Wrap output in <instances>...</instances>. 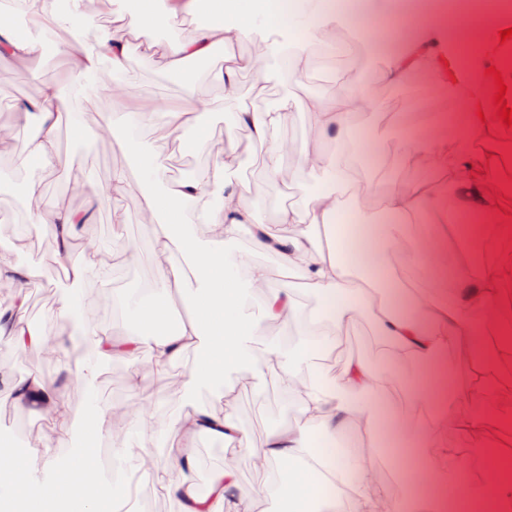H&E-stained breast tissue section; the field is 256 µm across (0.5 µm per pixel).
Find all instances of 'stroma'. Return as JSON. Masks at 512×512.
<instances>
[{"mask_svg":"<svg viewBox=\"0 0 512 512\" xmlns=\"http://www.w3.org/2000/svg\"><path fill=\"white\" fill-rule=\"evenodd\" d=\"M338 41L344 50L334 57H326L315 51L309 71L299 83L288 80L285 57L271 56L265 43L260 40H244L236 48L237 53L262 57L265 60L263 78L245 71L239 76L235 97L224 95V85L217 73L223 67L221 57L210 59L206 68L190 77L168 68L162 53L144 51L138 41H131L130 52L120 73L128 85L130 101L119 105L111 98L92 93L85 77L71 72L66 58L60 54H37L26 59L23 67L5 63L0 65V100L8 99L11 113L7 119L15 130L16 147L8 153H0V248L7 250L19 230H26L32 250L18 255V263L26 266L33 275L27 285L26 318L38 322L47 335L64 337L68 343V360L76 362L91 355L85 336L73 324L57 319L60 300L69 296L79 298L93 296L101 308L99 319L115 335L134 332V320L118 307L122 297H135L142 303L156 307H171L166 294L153 292L155 266L151 243L153 225L141 223L139 217L144 187L137 178L136 156L153 150L170 151L172 141L164 125L154 130H124L126 146L92 136L78 137L67 121L59 126L58 139L63 163L51 171L22 165L31 138L29 128L37 121L36 115H23L22 106L39 99L45 86H54L62 96L63 111L69 116L83 113L89 121L109 118L130 111V102L139 97H152L173 107L183 104L185 84H192L198 98L206 100L208 108L200 115V122L209 130V138L200 143L193 155L198 166H205L226 153H235L237 159L227 173L231 185L246 186L254 218L262 224H275L280 208L287 205L303 206L314 187L313 179L300 183L274 182L263 172L264 148L260 143L243 140L240 130L228 121L229 113L248 106L259 112L281 108L284 98L302 97L310 92L309 83L320 80V96L330 97L337 93L336 75L341 70H359L372 88L382 108L380 121L389 137H398L400 119L404 113L444 112L448 115V142L457 146L464 136L457 119L462 105L450 93L438 88L428 76H416L411 83L394 85L382 77L383 63L367 44V34L357 31L355 38L340 34ZM282 109V108H281ZM125 171L131 180L128 193L110 200L97 210L95 222L87 231L101 245L110 260L108 278L88 275L76 283L67 277H52L55 263L52 259L53 241L48 230L31 226L30 216L36 211L55 205L73 209H87L92 201V191L106 185L114 171ZM80 181L89 187L85 196L72 195L69 186ZM124 215L123 223L112 221L113 212ZM419 224L437 232H448V256L451 262H471L473 253L464 247L461 239L465 232L474 229L470 216L454 211L439 216L433 213L419 214ZM137 246L138 257L128 260L127 249ZM362 355L371 361L381 374H390L389 359L370 319L364 318L350 326L330 361L333 370H340L348 357ZM197 359L196 353H188L180 362L163 369L153 367L149 348L143 347L132 356L101 358L97 361L98 374L92 388L75 387L67 390L66 402L71 416L67 423V436H60L55 422L29 409H18L12 404L0 405V441L18 440L28 428L41 425L45 439L51 445L50 453L33 457L31 468L36 481L58 479L71 462L76 449L85 447L87 430L94 420V407L107 401H122L130 396L149 404L157 427L150 446L159 462H166L172 453L166 428L172 417L195 405H210L224 389L235 391L234 412L239 424L247 433L253 446H261L274 429L288 425L294 419V409L271 381L245 382L244 371L237 368L225 372L222 380H203L191 386L182 381ZM59 360H34L32 351L16 350L9 339H0V374L11 380L40 376L56 378L62 371ZM143 375L142 386L130 392L127 377L131 372ZM139 434L136 427H129L119 440L104 438L91 453L92 461L100 462L104 486H116V472H132L136 461L130 456L131 448L137 447ZM198 460L193 469L184 473L185 479L198 488H205L211 473L229 465L238 469L244 491L258 490L265 481L281 479L283 469L272 464L267 473L254 472L248 462L247 451L237 444H225L209 437L197 438Z\"/></svg>","mask_w":512,"mask_h":512,"instance_id":"35a3bbf8","label":"stroma"}]
</instances>
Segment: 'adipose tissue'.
<instances>
[{"instance_id": "adipose-tissue-1", "label": "adipose tissue", "mask_w": 512, "mask_h": 512, "mask_svg": "<svg viewBox=\"0 0 512 512\" xmlns=\"http://www.w3.org/2000/svg\"><path fill=\"white\" fill-rule=\"evenodd\" d=\"M67 15H59L52 0H26V13L36 34L18 40L13 36L15 16L10 9L0 10V40L11 43L12 54L25 59L44 51L45 41L38 32L48 24L67 26L72 42L56 45V52L70 54L73 41L83 37L86 14L84 0H69ZM157 0H136L125 15L127 36L108 28L99 29L93 50L81 52L71 67L87 78L92 91L107 93L123 101L128 89L112 84L99 68L107 58L113 69H120L128 56V36H135L145 50L155 47ZM366 31L368 43L383 62V76L391 84H406L417 74L442 75L453 66L459 43L470 28L468 21L447 16L426 0H406L394 5L392 0H366L357 11L336 10L330 0H222L211 20L199 27L187 40H172L166 46L170 68H178L191 59H207L223 52L224 68L219 78L226 96H235L238 76L244 71L262 73L260 59L235 54L234 48L245 39L269 40L272 31L281 38L270 42L271 53L288 55V76L299 80L311 66L310 48L314 43L336 41L345 27ZM483 32L466 76L449 83L450 93L461 96L466 105L465 138L467 147L449 152L447 116L443 113L408 115L406 137L388 138L378 123L379 103L370 93L359 72H340V91L331 98H285L283 109L299 107L309 129V139L294 171H285L282 159L288 144L276 135L282 121L281 112H255L241 108L231 117L232 124L248 130L266 147L263 160L267 177L274 181H300L309 175L319 188L309 195L303 208H284L279 223L288 225V234L274 232L267 224L255 223L243 189L228 186V160L206 165L195 180L172 179L167 157L147 152L138 160V176L147 185L158 184L162 194L144 195L140 205L142 220L153 224L155 238L154 284L159 291L178 299L188 307L186 318L170 330L158 327L159 308L123 302L125 312L137 316V332L121 337L98 319L97 303L91 296L79 300H62L57 317L78 322L90 347L98 357H122L140 347H148L154 366L163 368L178 363L192 351L201 352L200 361L188 374L187 383L200 377H223L232 367L246 370L251 378L267 379L293 401L297 418L293 425L272 431L264 445L250 449L255 468H266L277 460L290 470L288 480L263 485L258 493L242 491L236 470L226 466L215 472L207 493H199L187 483L182 473L196 461L195 440L208 434L225 442H239L248 447L233 412L234 398L224 393L219 405L197 407L173 417L168 436L174 448L165 466H158L148 442L154 431L146 409L127 401H113L99 406L89 431L90 439L121 435L131 423H138L141 438L132 454L138 462L140 479L157 483L169 497L181 505V512H255L257 497L287 502L289 512H462L472 507L476 512H498L501 503L512 501V479L503 476L499 467L484 466L473 480H460L448 470L458 451L449 447L446 430L476 437L483 433L475 407L486 394L490 376L477 358V343L484 325L497 324L502 289L512 281V267L502 265L475 275L463 263L449 265L445 237L419 228L412 236V246L404 259L413 271L423 274L424 289L413 296L409 312L401 313L385 294L380 281L360 278V271L372 272L383 265V253L374 239L364 234L345 237L336 218L342 212L357 211L363 223L376 222L379 213L393 217L387 225L390 244H398L404 226L422 212L444 213L456 204L471 215L498 211L501 192L496 174L497 162L471 151L474 143L497 137L502 128L501 113L495 106L482 105L484 89L494 87L489 67H499L506 85H512V69L502 66L495 47L502 28L497 17L483 15L479 20ZM60 98L55 88H46L39 104V133L29 146L25 163L48 171L57 168L62 157L58 148ZM204 101L187 93L183 106L164 107L160 101H139L128 113L129 124L151 121L164 114L172 135L193 131L197 142L209 133L199 122ZM358 140L364 156L388 159L399 167L432 173L447 181L453 201H446L431 180L410 185L387 187L356 178L351 158L331 153L327 142ZM372 196L378 208L364 206L363 196ZM193 202L199 221L208 236L199 238L184 221L183 208ZM35 224L50 232L54 259L67 257L80 248L82 261L73 266L74 282L89 273L107 274L109 263L97 241L86 232L90 215L58 205L41 210L32 217ZM248 231L263 250L276 254L284 267L297 271L304 280L303 289L285 283L273 288L268 284L266 268L255 262L249 251L236 246L241 231ZM180 248L190 258L189 266L172 259L173 248ZM30 272L9 260L0 259V289L12 292L13 312L0 311V337H8L19 350L50 351L67 355L63 337L47 335L45 330L25 322L24 288ZM314 298L308 310H301L299 291ZM263 297L262 314L253 317L245 310L252 293ZM483 311V322L474 321V311ZM370 318L391 346V362L399 366L417 359L428 362V378L406 389L408 410L394 409L396 432L413 445L420 465L419 488L396 490L380 477L372 462V444L380 424L382 407H392L395 385L391 377L375 372L363 357L348 359L340 373L334 374L310 357L272 343L261 361L253 359V345L271 323L296 325L307 346L316 348L321 357L336 351V342L347 326ZM467 360L465 380L452 379L443 358L448 353ZM94 367L81 362L60 379L52 381L33 376L0 386V404L11 402L32 407L44 416L66 425L68 410L63 398L72 386H90ZM456 395L458 405H450L449 395ZM332 443L331 449H313V436ZM36 452L33 445L19 448L0 442V497L35 508L36 512H103L110 507L103 484L85 453H78L75 464L60 480L37 485L31 479L29 459Z\"/></svg>"}]
</instances>
